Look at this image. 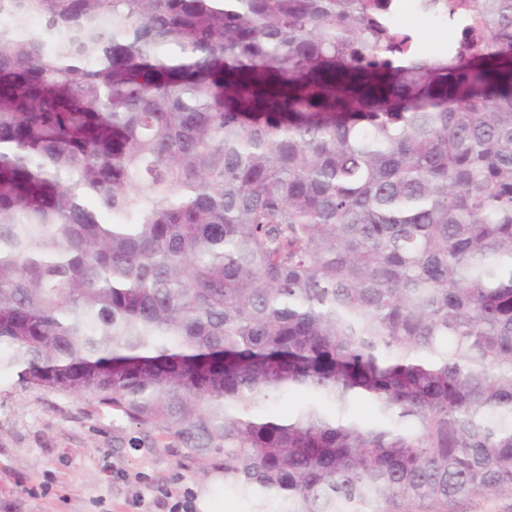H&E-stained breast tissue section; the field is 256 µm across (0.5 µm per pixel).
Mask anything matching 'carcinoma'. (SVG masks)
Returning <instances> with one entry per match:
<instances>
[{"instance_id": "carcinoma-1", "label": "carcinoma", "mask_w": 512, "mask_h": 512, "mask_svg": "<svg viewBox=\"0 0 512 512\" xmlns=\"http://www.w3.org/2000/svg\"><path fill=\"white\" fill-rule=\"evenodd\" d=\"M398 5L0 0V368L258 512L512 498V0ZM406 24L418 33L427 55L436 56L448 49V27L434 26L430 21L421 17L408 18Z\"/></svg>"}]
</instances>
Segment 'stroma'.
<instances>
[{
  "instance_id": "obj_1",
  "label": "stroma",
  "mask_w": 512,
  "mask_h": 512,
  "mask_svg": "<svg viewBox=\"0 0 512 512\" xmlns=\"http://www.w3.org/2000/svg\"><path fill=\"white\" fill-rule=\"evenodd\" d=\"M192 489L210 512H253L184 457L174 439L133 425L92 398L23 385L0 373V512H157L156 488Z\"/></svg>"
}]
</instances>
